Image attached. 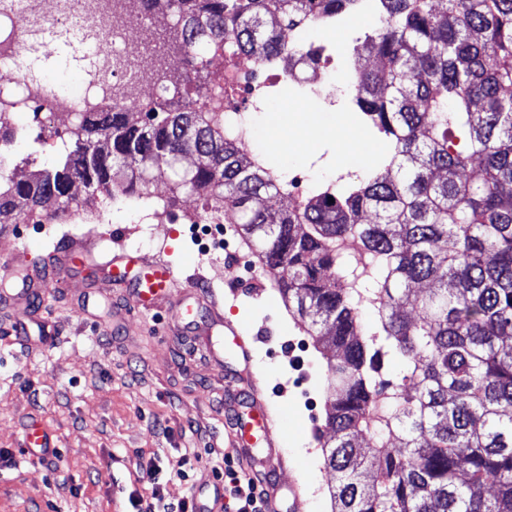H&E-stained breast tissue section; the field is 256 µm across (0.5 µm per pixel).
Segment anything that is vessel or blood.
I'll list each match as a JSON object with an SVG mask.
<instances>
[{
	"label": "vessel or blood",
	"mask_w": 512,
	"mask_h": 512,
	"mask_svg": "<svg viewBox=\"0 0 512 512\" xmlns=\"http://www.w3.org/2000/svg\"><path fill=\"white\" fill-rule=\"evenodd\" d=\"M97 262L107 278H126L127 294L138 309L149 311L159 302H167L169 320L176 333L195 331L202 346L215 362H223L225 353H233L238 408L233 412L229 446L235 454L262 468L268 512H302V486L294 481L282 483L284 460L277 446L278 430L267 405L266 396L252 364L244 340V328L224 317L194 279L180 278L165 262H146L140 256L123 252L99 254L94 247L71 243L56 247L40 263L27 266L11 258L0 260V302L15 310L11 332L23 341L35 340L38 346H53L60 332L55 321L40 316L43 292L47 287L68 285L78 265ZM54 450L49 434L39 425H30L23 439V452L34 460L48 458ZM224 501V485L211 479L201 480L194 494L195 512H216Z\"/></svg>",
	"instance_id": "1"
}]
</instances>
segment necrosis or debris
<instances>
[{
	"mask_svg": "<svg viewBox=\"0 0 512 512\" xmlns=\"http://www.w3.org/2000/svg\"><path fill=\"white\" fill-rule=\"evenodd\" d=\"M10 24L0 37V71L11 79L0 84V112H34L49 125L52 138L56 114L75 119L86 112L138 107L150 91L153 56L138 37L144 20L130 0H0V22ZM72 39L89 46L94 55L84 68L85 90L75 95L47 86L26 67L47 39ZM196 64L206 66L216 83L199 98L209 112L224 115V129L246 142L248 112L259 110L281 80H298L299 70L285 60L264 63L253 56L228 53L218 47L198 55Z\"/></svg>",
	"mask_w": 512,
	"mask_h": 512,
	"instance_id": "obj_1",
	"label": "necrosis or debris"
}]
</instances>
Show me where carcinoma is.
<instances>
[{
	"label": "carcinoma",
	"mask_w": 512,
	"mask_h": 512,
	"mask_svg": "<svg viewBox=\"0 0 512 512\" xmlns=\"http://www.w3.org/2000/svg\"><path fill=\"white\" fill-rule=\"evenodd\" d=\"M156 71L230 38L237 53L319 66L298 32L350 18L358 0H140ZM356 39L379 65L350 76L354 109L393 145L388 167L298 204L272 169L194 100L87 112L55 169L0 177V229L26 209L54 220L79 181L231 208L288 312L328 363L319 436L332 512H512V0H373ZM192 154L196 164L179 168ZM276 197L281 205L266 206ZM378 316L362 323L363 307ZM412 308L414 317L406 316ZM397 360L398 383L382 379Z\"/></svg>",
	"instance_id": "1"
}]
</instances>
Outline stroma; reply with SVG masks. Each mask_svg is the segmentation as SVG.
I'll return each mask as SVG.
<instances>
[{"label":"stroma","instance_id":"stroma-1","mask_svg":"<svg viewBox=\"0 0 512 512\" xmlns=\"http://www.w3.org/2000/svg\"><path fill=\"white\" fill-rule=\"evenodd\" d=\"M379 21H348L311 33L312 41L332 47L320 67L323 80L314 107L325 130L313 135L303 151L285 149V170L301 175L303 188L318 186L343 174L383 173L381 158L367 166L343 170L338 163L340 125L347 111L343 90L356 63L355 37ZM40 79L81 89V64L48 44L30 64ZM37 151L38 165L53 169L57 149L34 148L32 138L18 140L0 158V174L25 178L21 156ZM166 177H155L150 198L109 199L80 191L79 206L65 222H46L20 215L0 231V256L37 258L47 248L71 240L100 250H127L144 260L168 261L180 275H193L210 287L227 318L245 324L259 339L253 363L265 376L271 411L282 422L280 451L297 462L307 490L306 512H331L322 450L313 439L323 425L329 355L288 313L275 276L260 266L253 248L237 233V215L216 210L222 243L204 245L191 234L187 216L196 199H170ZM170 201L169 224H150L156 203ZM235 266V281L227 268ZM100 276L90 265L79 266L68 287L47 289L43 311L57 321V344L43 348L10 336L11 309L0 305V512H132L130 498L144 495L140 465L156 458L164 500L178 503L195 483L223 469L229 428L224 419V392L236 365L209 361L192 343L170 333L166 307L150 312L128 307L121 334L112 332V309L122 291L110 289L95 315L79 313ZM38 422L53 438L57 453L43 461L20 453L25 428ZM188 460L187 478L176 469Z\"/></svg>","mask_w":512,"mask_h":512}]
</instances>
